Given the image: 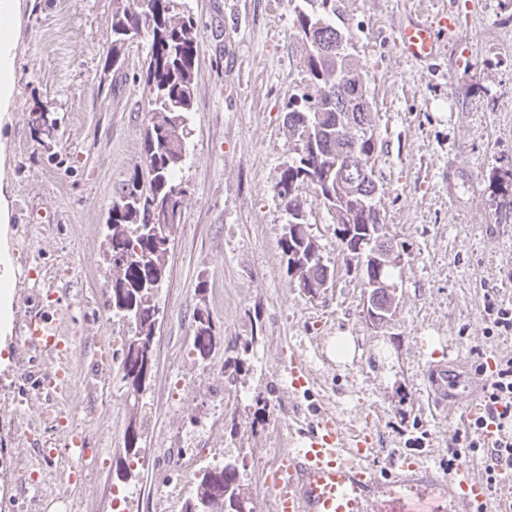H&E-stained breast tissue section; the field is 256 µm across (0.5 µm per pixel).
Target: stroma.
<instances>
[{
    "mask_svg": "<svg viewBox=\"0 0 512 512\" xmlns=\"http://www.w3.org/2000/svg\"><path fill=\"white\" fill-rule=\"evenodd\" d=\"M303 0H173L197 22V98L179 178L188 193L158 294L155 368L139 401L121 369L127 326L107 309L102 263L113 200L141 159L147 125V37L106 61L115 0H22L14 54V109L0 128V184L9 205L15 285L0 363V512H182L209 464L237 461L254 512H276L265 462L300 441L317 415L345 433L372 432L380 460L420 451L436 473L471 405L442 421L428 411L426 379L455 361L512 357V334L487 338L485 290L512 304V0H338L347 52L362 68L375 121L376 201L403 260L391 272L395 302L376 325L364 288L314 186L297 194L333 287L309 296L288 272L279 242L288 214L276 186L295 157L284 123L289 98L308 89L294 8ZM428 19L461 14L459 44L430 66L404 57L399 25L418 7ZM56 118L52 135L35 117ZM71 309L79 342L65 363V402L34 383L46 354L23 346L18 326L48 290ZM208 310L217 345L193 349L194 316ZM352 353L336 356L337 337ZM306 360L314 384L288 390V356ZM242 361L231 375L227 358ZM31 371L20 379V369ZM86 433L94 457L78 474L46 463L66 427ZM142 453L127 463L130 421Z\"/></svg>",
    "mask_w": 512,
    "mask_h": 512,
    "instance_id": "obj_1",
    "label": "stroma"
}]
</instances>
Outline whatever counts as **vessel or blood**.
Returning <instances> with one entry per match:
<instances>
[{
    "instance_id": "obj_1",
    "label": "vessel or blood",
    "mask_w": 512,
    "mask_h": 512,
    "mask_svg": "<svg viewBox=\"0 0 512 512\" xmlns=\"http://www.w3.org/2000/svg\"><path fill=\"white\" fill-rule=\"evenodd\" d=\"M446 30L449 42H456L462 20L458 12L439 14L436 22L423 16L410 18L396 31L400 52L420 64L440 56L443 44L439 30ZM47 309L29 313L21 327L26 347L59 357L75 345L66 322L68 310L59 295L48 293ZM485 373L463 378L455 363L435 368L428 378L432 408L442 410L456 401L459 388L479 396ZM288 387L294 392L307 389L311 375L300 356H292L287 367ZM91 450L79 429H71L62 447L42 449L46 460L66 458L81 467ZM376 444L368 431L349 437L337 427L330 414H320L308 439L288 449L266 477L277 499V512H499L493 505L485 481L472 466L459 465L448 476L437 475L422 463L406 456L388 460L385 472L371 462L377 457Z\"/></svg>"
}]
</instances>
